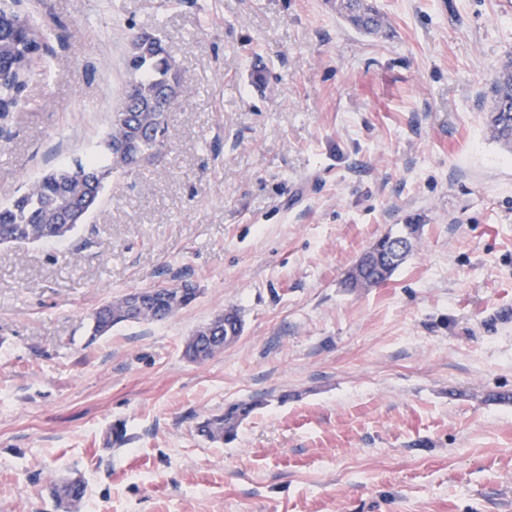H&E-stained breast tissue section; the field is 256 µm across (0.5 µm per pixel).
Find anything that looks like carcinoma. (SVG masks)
Listing matches in <instances>:
<instances>
[{"label": "carcinoma", "instance_id": "carcinoma-1", "mask_svg": "<svg viewBox=\"0 0 512 512\" xmlns=\"http://www.w3.org/2000/svg\"><path fill=\"white\" fill-rule=\"evenodd\" d=\"M336 12L366 35H379L384 16L371 0H336ZM52 29L39 23L19 7V0H0V96L32 80H41L45 71L33 68L36 58L46 54ZM127 82L121 105L109 118L101 153L54 168L34 185L0 206V245H27L62 242L68 238L100 203L106 184L147 163L159 160L170 138V114L185 92V86L164 36L139 32L131 36L124 61ZM489 128L495 139L512 150V60L506 62L493 79ZM420 225L407 224L405 232L388 234L377 241L379 254L358 259L347 274L349 288L379 285L391 277L408 254H389L391 241L414 240ZM149 306L135 312L122 295L100 304L90 315L89 340L112 332L119 325L162 322L191 305L198 288L184 281L173 286L146 290ZM209 325V335L239 337L240 312L231 308ZM260 406L257 400L231 403L224 413L207 418L198 426L207 439L222 442L232 439L241 421ZM49 494L62 512H74L84 500V480H54Z\"/></svg>", "mask_w": 512, "mask_h": 512}]
</instances>
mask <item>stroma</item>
I'll use <instances>...</instances> for the list:
<instances>
[{
	"label": "stroma",
	"instance_id": "obj_1",
	"mask_svg": "<svg viewBox=\"0 0 512 512\" xmlns=\"http://www.w3.org/2000/svg\"><path fill=\"white\" fill-rule=\"evenodd\" d=\"M22 0L55 29L0 151V202L97 149L133 33L189 94L168 155L61 243L0 246V512H512V152L487 94L512 0ZM419 225L385 283L344 279ZM188 280L162 323L88 341L101 303ZM243 331L203 364L185 339ZM259 400L233 440L199 436ZM124 429L115 441L114 426ZM336 12L366 35L382 34L384 16L369 0H336ZM204 325L210 326L208 330L209 335H204L203 333L202 335L220 336V345H223L224 336H229V333H231V336L235 337V341L241 335L242 332V319L240 316V312L238 311V309L235 308L228 309V314L225 316L224 313L217 315L210 322ZM49 494L58 509L72 512L86 497L87 485L83 478L75 481L54 480L49 485Z\"/></svg>",
	"mask_w": 512,
	"mask_h": 512
}]
</instances>
